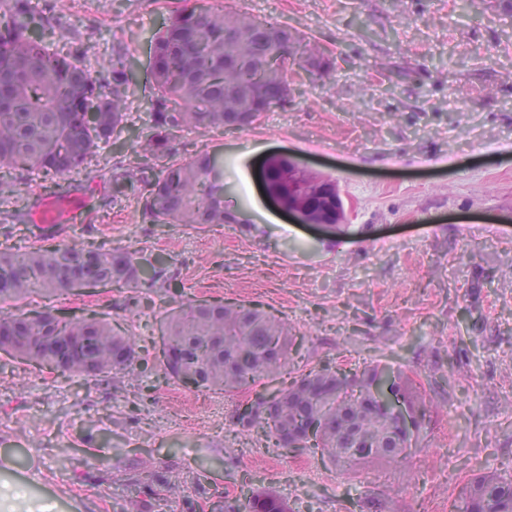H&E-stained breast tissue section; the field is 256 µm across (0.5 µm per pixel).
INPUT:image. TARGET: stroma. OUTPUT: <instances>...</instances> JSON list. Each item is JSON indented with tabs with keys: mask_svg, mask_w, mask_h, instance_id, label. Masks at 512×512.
Masks as SVG:
<instances>
[{
	"mask_svg": "<svg viewBox=\"0 0 512 512\" xmlns=\"http://www.w3.org/2000/svg\"><path fill=\"white\" fill-rule=\"evenodd\" d=\"M321 47L331 69L288 67L287 105L247 130L187 129L172 159L208 153L224 164L221 224L144 223L139 192L99 209L100 174L140 162L153 133L155 34L185 0H66L50 15L81 64H134L120 140L71 174L78 210L69 242L168 257L171 287L141 296L94 287L56 306L96 312L136 339L138 381H85L0 352V512H123L134 484L144 512H223L275 492L292 512H456L486 467L512 476V10L506 0H221ZM288 154L332 176L352 206L331 232L288 221L262 197L258 163ZM40 173L0 169V210L30 197L59 204ZM236 301L286 320V371L179 424L196 395L163 374L167 316L189 302ZM330 366H387L426 408L400 470L344 471L310 448L276 447L266 427L234 413L256 391Z\"/></svg>",
	"mask_w": 512,
	"mask_h": 512,
	"instance_id": "obj_1",
	"label": "stroma"
}]
</instances>
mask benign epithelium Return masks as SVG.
Instances as JSON below:
<instances>
[{
  "label": "benign epithelium",
  "mask_w": 512,
  "mask_h": 512,
  "mask_svg": "<svg viewBox=\"0 0 512 512\" xmlns=\"http://www.w3.org/2000/svg\"><path fill=\"white\" fill-rule=\"evenodd\" d=\"M274 162L282 163V168L287 170L288 185L282 188L273 187L266 181V169ZM258 180L267 201L295 224L332 230L346 220L347 208L340 196L338 185L289 155L276 154L265 158L258 170ZM315 193H323L336 201L334 218H327L325 213L313 206Z\"/></svg>",
  "instance_id": "7a95c632"
}]
</instances>
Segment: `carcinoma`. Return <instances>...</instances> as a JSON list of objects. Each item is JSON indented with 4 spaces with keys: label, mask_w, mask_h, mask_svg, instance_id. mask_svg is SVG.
<instances>
[{
    "label": "carcinoma",
    "mask_w": 512,
    "mask_h": 512,
    "mask_svg": "<svg viewBox=\"0 0 512 512\" xmlns=\"http://www.w3.org/2000/svg\"><path fill=\"white\" fill-rule=\"evenodd\" d=\"M48 20L33 17L30 0H7L0 11V167L35 169L62 190L99 143L126 125L125 98L134 85L128 60L117 55L112 72L94 76L80 63L81 50L32 34ZM302 52L309 76L330 62L301 44L287 27L192 5L174 12L154 41L150 111L154 134L144 151L155 166L112 165V197L142 187V213L150 224H225L224 166L199 154L168 160L173 132L187 127L251 128L263 113L288 103V59ZM27 252L0 253V350L51 372L93 380L130 377L140 367L134 337L94 312L28 310L32 294L92 285L147 293L169 288L173 276L158 255L138 259L130 251L52 242ZM162 349L164 376L190 391L231 392L273 377L288 367L292 339L274 315L241 303H189L171 314ZM380 389L411 412L423 406L400 374L375 367L357 377L329 367L310 370L269 394L260 393L237 421L264 424L280 448H315L349 470L407 461L413 428L402 425L374 398ZM315 434H310L313 425ZM459 512H512V477L487 468L460 495ZM237 512H292L270 491L250 496Z\"/></svg>",
    "instance_id": "obj_1"
}]
</instances>
